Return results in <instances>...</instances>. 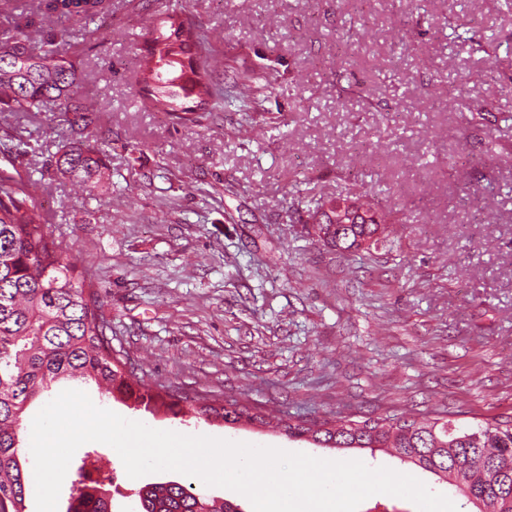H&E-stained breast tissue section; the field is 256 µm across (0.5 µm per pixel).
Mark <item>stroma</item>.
Returning <instances> with one entry per match:
<instances>
[{
    "label": "stroma",
    "mask_w": 512,
    "mask_h": 512,
    "mask_svg": "<svg viewBox=\"0 0 512 512\" xmlns=\"http://www.w3.org/2000/svg\"><path fill=\"white\" fill-rule=\"evenodd\" d=\"M192 11L225 70L271 71L252 120L224 90L203 126L157 112L138 84L154 0H104L69 23L66 55L99 106L102 187L51 167L64 115L0 112V170L38 184L64 257L102 300L115 353L174 396L235 399L281 418L398 415L469 428L512 412V10L504 0H170ZM50 32L42 0L0 8V32ZM469 30L455 38L453 24ZM488 113L480 120L477 109ZM35 142L22 154L17 137ZM373 190L401 221L379 246L338 254L315 236L316 201ZM158 430L388 467L466 496L414 465L250 425L150 414L83 387ZM109 460L115 512L148 483Z\"/></svg>",
    "instance_id": "35a3bbf8"
}]
</instances>
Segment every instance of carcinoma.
<instances>
[{"label":"carcinoma","mask_w":512,"mask_h":512,"mask_svg":"<svg viewBox=\"0 0 512 512\" xmlns=\"http://www.w3.org/2000/svg\"><path fill=\"white\" fill-rule=\"evenodd\" d=\"M46 14L59 21L95 15L103 0H43ZM152 46L140 65L139 83L156 108L185 125L200 126L211 115L210 103L223 96L214 54L196 16L186 9H158L146 19ZM35 31L18 25L0 45L11 50L0 57V111L40 112L48 103L70 121L77 138L64 145L55 170L93 192L104 178L108 143L84 135L96 122L98 108L82 92L78 68L61 51L56 33L35 51ZM364 214L392 223L391 210L379 199L360 202ZM324 224L343 221L339 237L327 244L343 252L359 248L358 240L378 231L363 214L322 213ZM76 267L62 257L45 231L31 193L16 177L0 170V501L9 512H27L28 485L21 461L20 429L29 405L61 380L92 381L110 398L131 400L150 413L175 415L188 405L198 418H220L226 424L258 417L235 400L208 397L166 400L165 395L135 379L127 362L112 354L108 323L101 314L93 285L75 281ZM290 437L324 448L389 450L404 463L429 471L481 502L478 512H512V416L500 415L462 429L446 422L408 419H340L320 424L281 422ZM112 481L78 468V480L65 512H112V498L101 485ZM138 512H241L238 506L194 491L177 481L148 483L137 491Z\"/></svg>","instance_id":"cac0c4a2"}]
</instances>
